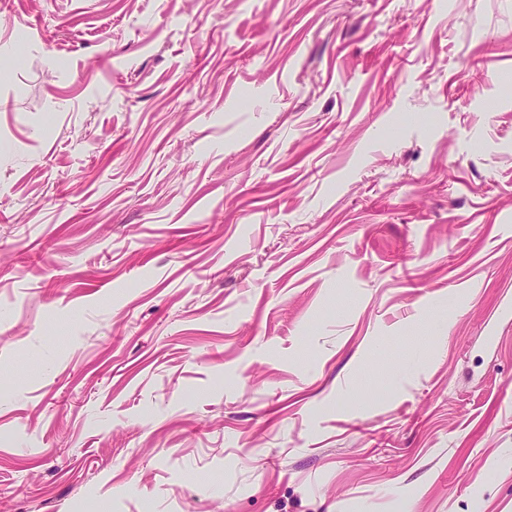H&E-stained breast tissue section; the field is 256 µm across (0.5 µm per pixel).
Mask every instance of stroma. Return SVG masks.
Here are the masks:
<instances>
[{
  "label": "stroma",
  "mask_w": 512,
  "mask_h": 512,
  "mask_svg": "<svg viewBox=\"0 0 512 512\" xmlns=\"http://www.w3.org/2000/svg\"><path fill=\"white\" fill-rule=\"evenodd\" d=\"M0 512H512V0H0Z\"/></svg>",
  "instance_id": "1"
}]
</instances>
